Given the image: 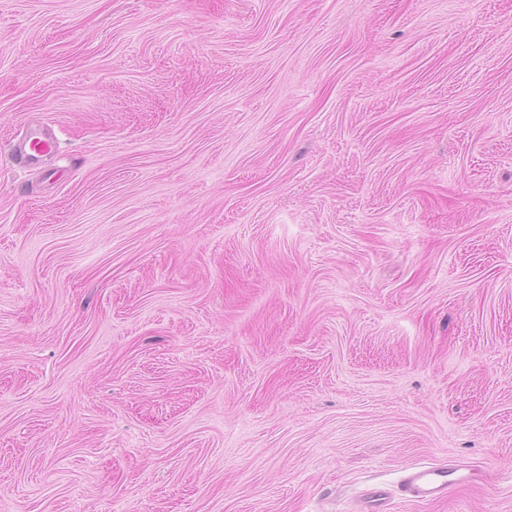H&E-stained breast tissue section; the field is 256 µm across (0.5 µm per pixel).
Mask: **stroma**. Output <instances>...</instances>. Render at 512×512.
I'll use <instances>...</instances> for the list:
<instances>
[{
    "instance_id": "obj_1",
    "label": "stroma",
    "mask_w": 512,
    "mask_h": 512,
    "mask_svg": "<svg viewBox=\"0 0 512 512\" xmlns=\"http://www.w3.org/2000/svg\"><path fill=\"white\" fill-rule=\"evenodd\" d=\"M413 465L512 512V0H0V512ZM58 142L55 137L47 136L39 131H31L24 137V141L18 149L15 145L12 158L16 165L28 168L37 164L45 155L55 152Z\"/></svg>"
}]
</instances>
